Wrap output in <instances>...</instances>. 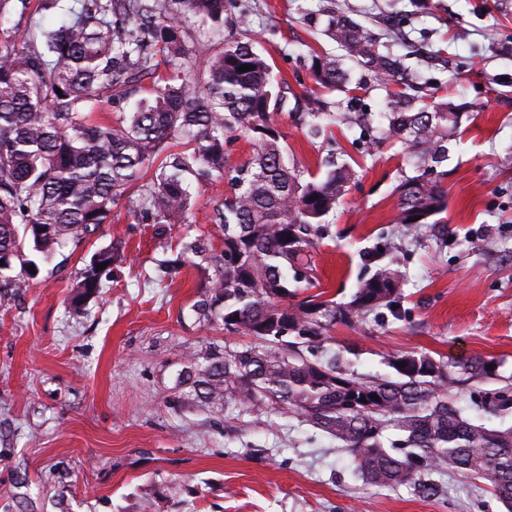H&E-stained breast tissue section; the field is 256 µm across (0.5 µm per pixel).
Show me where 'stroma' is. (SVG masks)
Wrapping results in <instances>:
<instances>
[{
  "label": "stroma",
  "instance_id": "stroma-1",
  "mask_svg": "<svg viewBox=\"0 0 512 512\" xmlns=\"http://www.w3.org/2000/svg\"><path fill=\"white\" fill-rule=\"evenodd\" d=\"M332 11L363 25L424 92L462 114L431 175L447 208L414 232L392 221L411 161L378 122L358 123L383 110L384 89L371 79L360 91L325 92L345 119L315 140L291 104L317 91L312 52L352 66L324 33ZM243 14L249 27L238 23ZM184 38L196 62L227 42H252L290 101L275 116L289 162L321 176L332 152L353 169L311 250L317 291L350 301L375 268L372 255H400V315L382 308L336 326L330 348L378 377L404 353L454 366L495 361L496 379L448 397L486 425H512V414L488 409L496 392L512 396V0H227L222 26L191 23ZM227 190L218 177L197 185L185 223L163 235L122 204L98 236L40 262L23 295L0 290V512H505L484 481L451 470L437 474L444 493L435 498L364 484L330 436L191 392L184 379L197 362L251 339L199 319L206 267L163 278L159 266L178 258L180 241L215 233L209 217ZM111 245L121 260L98 294L76 300L81 271Z\"/></svg>",
  "mask_w": 512,
  "mask_h": 512
}]
</instances>
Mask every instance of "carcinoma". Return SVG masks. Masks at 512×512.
Instances as JSON below:
<instances>
[{"instance_id":"cac0c4a2","label":"carcinoma","mask_w":512,"mask_h":512,"mask_svg":"<svg viewBox=\"0 0 512 512\" xmlns=\"http://www.w3.org/2000/svg\"><path fill=\"white\" fill-rule=\"evenodd\" d=\"M77 2L57 27L0 46V288L30 287L27 245L48 256L94 236L143 172L151 169L153 177L141 186L139 214L160 228L184 223L193 182L221 177L230 193L211 222L222 246L215 249L210 235L197 237L182 242L181 253L212 270L195 306L199 317L219 314L224 330L250 336L254 345L206 358L193 382L203 386L204 399L292 414L335 438L366 484L405 486L431 498L439 491L433 475L450 468L487 481L512 512V427L476 423L448 401V363L405 353L388 358V376L363 378L325 352L329 327L354 326L382 307L398 314L392 305L402 298L404 273L397 261L361 280L346 303L316 295L282 303L301 283L313 235L349 191L353 170L329 159L319 179L286 162L274 115L287 98L252 44L228 43L206 60L204 81H194L184 23L224 21V0ZM326 32L386 88L383 134L415 161V175L398 186L395 223L408 232L429 223L447 208L427 174L447 160L456 107L408 94L401 59L379 52L361 24L333 16ZM243 65L252 70L239 71ZM310 68L322 88L351 81L328 57L311 55ZM156 76L151 97L129 105ZM305 108L315 138L332 115L317 95ZM97 111L119 119H91ZM239 133L253 139L254 150L233 165L224 145ZM177 139L189 148L169 151ZM116 259L114 248L96 253L76 284L80 295L96 294L97 265ZM490 364L475 359L460 370L482 379L494 375Z\"/></svg>"}]
</instances>
